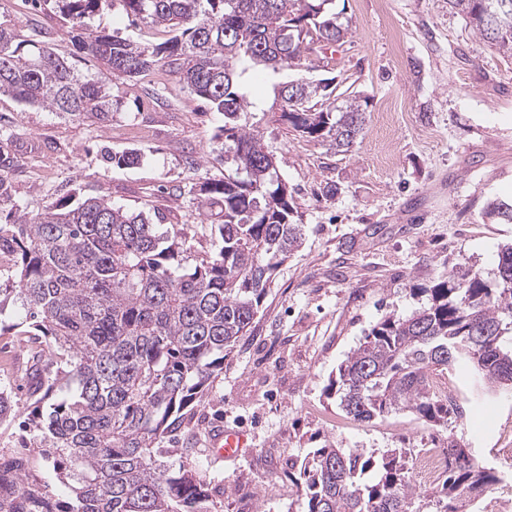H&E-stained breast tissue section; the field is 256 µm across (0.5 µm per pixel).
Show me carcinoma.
I'll return each instance as SVG.
<instances>
[{
	"instance_id": "obj_1",
	"label": "carcinoma",
	"mask_w": 512,
	"mask_h": 512,
	"mask_svg": "<svg viewBox=\"0 0 512 512\" xmlns=\"http://www.w3.org/2000/svg\"><path fill=\"white\" fill-rule=\"evenodd\" d=\"M71 28L104 0H55ZM131 24L161 26L169 38L138 44L117 33L93 34L81 49L111 76L135 79L166 65L191 93L224 114L215 139L233 173L200 184L203 220L218 247L192 267L182 264L179 232H161L144 212L117 207L106 195L78 205L55 202L31 216L14 199L15 157L0 154V253L16 259L12 288L28 337L31 410L22 448L0 452V512H216L209 489L185 465L160 457L181 437L185 411L203 394L224 350L246 335L277 270L303 244L297 203L268 160L256 130L239 124L259 106L243 91L251 67L274 73L301 65L319 41L342 42L348 26L332 0H112ZM481 38L512 51V0H448ZM327 82L281 83L280 114L313 140L348 150L360 137L357 98L315 111L331 96ZM26 106L104 120L112 95L103 79L80 74L44 42L0 25V95ZM490 218L512 223V201L492 200ZM426 301L409 315L376 323L347 356L329 388L360 422L409 411L448 425V404L431 391L434 374L464 369L480 398L512 391V244L501 247L493 276L470 270L419 289ZM49 346L53 357L44 356ZM12 390L0 385V422L16 416ZM452 464L434 512H472L499 482L494 469L448 443ZM407 449L316 448L298 468L305 512H412L416 486ZM41 459L68 494L31 466Z\"/></svg>"
}]
</instances>
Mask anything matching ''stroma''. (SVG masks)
I'll return each mask as SVG.
<instances>
[{"label":"stroma","instance_id":"obj_1","mask_svg":"<svg viewBox=\"0 0 512 512\" xmlns=\"http://www.w3.org/2000/svg\"><path fill=\"white\" fill-rule=\"evenodd\" d=\"M350 31L332 55H310L302 69L245 75L259 111L243 119L274 154L298 204L305 240L278 270L246 334L224 353L185 421L184 461L196 463L219 512H304L297 464L324 446L469 449L497 467L512 448V394L470 399L465 419L432 427L408 412L358 422L340 409L329 383L368 330L389 315L418 308L422 288L452 272H491L512 224L484 207L512 198V54L480 39L448 0H336ZM0 24L25 38L42 33L86 74L103 66L81 52L50 0H0ZM91 32L120 31L157 44L162 30L132 28L104 0L86 20ZM328 81L357 96L366 113L348 151L314 141L271 114L274 87L297 79ZM107 119L77 118L0 95V152L17 156L10 173L26 212L91 194L128 210L159 213L162 230L185 237V264L213 251L216 236L199 223L203 178H222L214 136L221 113L159 65L134 80L110 83ZM129 149L138 164L111 156ZM22 310H0V383L15 388L26 353L13 326ZM245 430L249 450L234 461L212 456L215 430Z\"/></svg>","mask_w":512,"mask_h":512}]
</instances>
